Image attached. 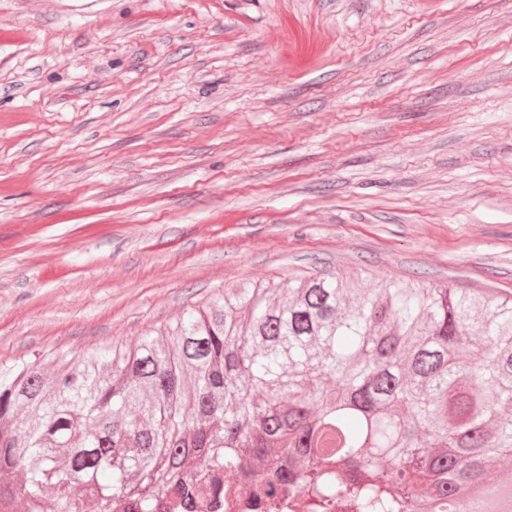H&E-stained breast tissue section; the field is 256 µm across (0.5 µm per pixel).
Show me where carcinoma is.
<instances>
[{"instance_id": "cac0c4a2", "label": "carcinoma", "mask_w": 512, "mask_h": 512, "mask_svg": "<svg viewBox=\"0 0 512 512\" xmlns=\"http://www.w3.org/2000/svg\"><path fill=\"white\" fill-rule=\"evenodd\" d=\"M512 296L232 288L134 347L0 367V506L512 512Z\"/></svg>"}]
</instances>
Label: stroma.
I'll use <instances>...</instances> for the list:
<instances>
[{
	"mask_svg": "<svg viewBox=\"0 0 512 512\" xmlns=\"http://www.w3.org/2000/svg\"><path fill=\"white\" fill-rule=\"evenodd\" d=\"M331 275L512 295V0H0V366Z\"/></svg>",
	"mask_w": 512,
	"mask_h": 512,
	"instance_id": "stroma-1",
	"label": "stroma"
}]
</instances>
